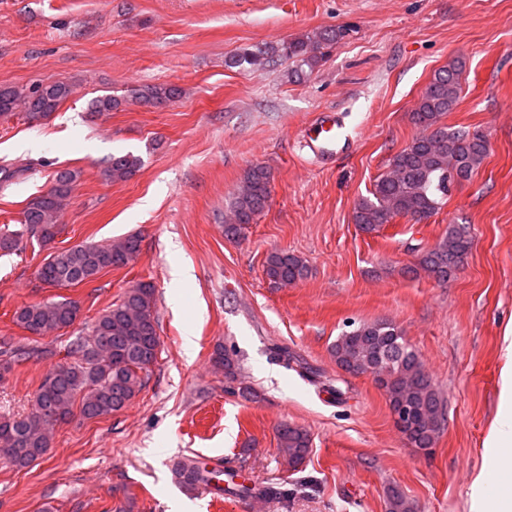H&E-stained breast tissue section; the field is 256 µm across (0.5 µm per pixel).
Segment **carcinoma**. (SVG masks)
I'll return each instance as SVG.
<instances>
[{
  "label": "carcinoma",
  "mask_w": 512,
  "mask_h": 512,
  "mask_svg": "<svg viewBox=\"0 0 512 512\" xmlns=\"http://www.w3.org/2000/svg\"><path fill=\"white\" fill-rule=\"evenodd\" d=\"M350 35V29L336 26L276 46L258 47L236 56L231 64L251 67L264 64L273 53L292 66V74L308 78L320 66L327 50ZM462 63L457 60L435 70L415 104L412 122L419 135L395 153L388 171L380 176L369 195L361 198L353 219L364 233H373L398 218L415 222L436 213L448 196L449 186L471 179L488 155L484 136L463 127L453 128L443 118L456 106L462 92ZM74 94V86L64 81H47L26 87L0 88V122L18 112L38 121L57 111ZM182 95L176 85L146 86L121 100L101 96L91 104L95 113L111 112L125 104L158 107ZM141 168V159L127 153L112 157L101 171L106 182H127ZM76 176L69 170L56 173L54 184L43 195L32 199L23 212L21 225L37 244L52 242L59 220L70 198ZM271 173L260 165L248 168L234 194L224 234L236 237L267 206ZM472 244L470 226L451 224L433 248L418 255L406 273L421 274L445 283L464 263ZM141 251V239L128 235L110 243H85L49 254L37 276L57 288H69L94 281L105 269L134 262ZM265 275L277 288H289L308 275L306 261L283 250L267 254ZM78 302L61 298L25 305L14 313V322L35 336L72 326L78 318ZM161 341L155 314V287L140 282L128 289L122 299L105 310L88 329L67 347L68 360L55 365L34 392L28 412L19 417L0 416V448L11 449L8 463L18 469L29 467L50 448L54 426L80 417L105 418L123 410L145 387V376L158 358ZM9 360L0 364L7 371L41 354L25 344L3 341ZM336 365L351 374L374 375L384 390L392 411L406 408L411 417L400 432L414 448H431L440 431L443 407L423 371L415 350L406 343L399 329L387 321L360 323L341 334L332 346ZM214 366L224 377L235 379L239 365L223 347L214 350ZM280 452L288 464H303L311 447L309 433L285 424L278 430ZM174 474L184 486H212L222 495L243 497L253 493L251 485L237 483L229 470L219 471L197 457L177 461ZM389 512H414V505L400 492L389 495Z\"/></svg>",
  "instance_id": "carcinoma-1"
}]
</instances>
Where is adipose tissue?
I'll list each match as a JSON object with an SVG mask.
<instances>
[{
    "label": "adipose tissue",
    "mask_w": 512,
    "mask_h": 512,
    "mask_svg": "<svg viewBox=\"0 0 512 512\" xmlns=\"http://www.w3.org/2000/svg\"><path fill=\"white\" fill-rule=\"evenodd\" d=\"M501 399L511 412L498 423L492 436L497 449L495 463L488 472L482 473L471 488L473 512H512V497L499 501L496 507H489L486 492L495 486L502 474L512 473V371H505Z\"/></svg>",
    "instance_id": "adipose-tissue-1"
}]
</instances>
